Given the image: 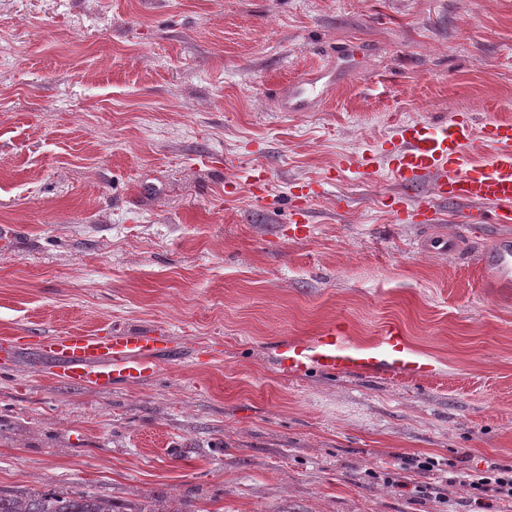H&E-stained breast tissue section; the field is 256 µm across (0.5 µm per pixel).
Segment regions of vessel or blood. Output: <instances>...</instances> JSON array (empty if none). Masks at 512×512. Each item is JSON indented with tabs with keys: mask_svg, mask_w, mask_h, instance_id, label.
I'll return each mask as SVG.
<instances>
[{
	"mask_svg": "<svg viewBox=\"0 0 512 512\" xmlns=\"http://www.w3.org/2000/svg\"><path fill=\"white\" fill-rule=\"evenodd\" d=\"M363 54L357 43H349L329 54L327 64L271 96L281 112H309L316 103L319 85H331L360 70ZM472 134L470 119L449 117L434 127L426 123L401 126V143L389 160V172L402 187L413 189L426 178H434L433 200L392 202L395 212L411 216L418 224L439 220V204L467 206L466 222H474L486 203L499 208L497 221L512 223V122L486 121L482 136L496 147L490 163H468L463 147ZM480 264L492 283L512 285V237L501 236L480 255ZM29 345L55 363L54 374L76 387L111 390L118 385H139L156 378L164 360L172 358L177 344L156 329L108 328L99 335L76 329L57 336L42 332L29 337ZM276 364L280 372L300 378L312 368L326 372L372 373L388 368L405 377L432 375L434 365L416 355L398 328H389L365 351L350 349L342 324L322 328L311 340L290 339L277 344Z\"/></svg>",
	"mask_w": 512,
	"mask_h": 512,
	"instance_id": "obj_1",
	"label": "vessel or blood"
}]
</instances>
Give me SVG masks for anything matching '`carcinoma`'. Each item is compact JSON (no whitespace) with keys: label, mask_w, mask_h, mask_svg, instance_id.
Here are the masks:
<instances>
[{"label":"carcinoma","mask_w":512,"mask_h":512,"mask_svg":"<svg viewBox=\"0 0 512 512\" xmlns=\"http://www.w3.org/2000/svg\"><path fill=\"white\" fill-rule=\"evenodd\" d=\"M0 512H113L112 502L92 492L13 494L0 490Z\"/></svg>","instance_id":"carcinoma-1"}]
</instances>
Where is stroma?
<instances>
[{
    "mask_svg": "<svg viewBox=\"0 0 512 512\" xmlns=\"http://www.w3.org/2000/svg\"><path fill=\"white\" fill-rule=\"evenodd\" d=\"M351 41L363 66L318 111L275 110L273 87ZM453 113L490 162L512 0H0V338L151 327L186 348L109 391L0 354V487L116 512H512L458 478L512 468V287L476 263L512 224L445 205L426 232L386 207L401 125ZM366 154L375 176L340 170ZM336 322L356 348L398 326L437 371L278 370L279 341Z\"/></svg>",
    "mask_w": 512,
    "mask_h": 512,
    "instance_id": "1",
    "label": "stroma"
}]
</instances>
